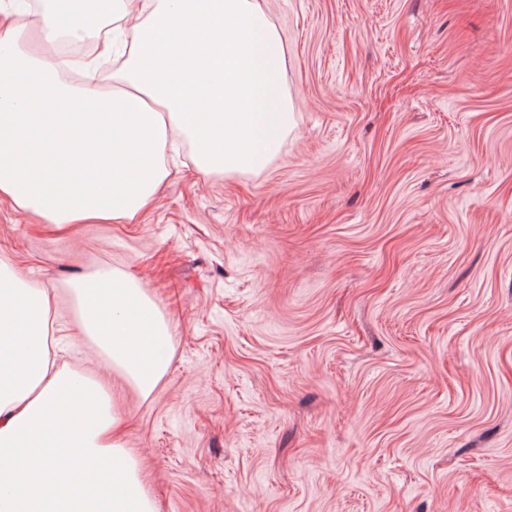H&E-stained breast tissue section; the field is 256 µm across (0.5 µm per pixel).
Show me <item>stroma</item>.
<instances>
[{
    "label": "stroma",
    "instance_id": "35a3bbf8",
    "mask_svg": "<svg viewBox=\"0 0 512 512\" xmlns=\"http://www.w3.org/2000/svg\"><path fill=\"white\" fill-rule=\"evenodd\" d=\"M290 127L261 170L182 149L129 224L0 197V263L106 376L70 283L169 322L125 441L159 512H512V0H260Z\"/></svg>",
    "mask_w": 512,
    "mask_h": 512
}]
</instances>
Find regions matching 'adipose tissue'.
<instances>
[{
	"label": "adipose tissue",
	"mask_w": 512,
	"mask_h": 512,
	"mask_svg": "<svg viewBox=\"0 0 512 512\" xmlns=\"http://www.w3.org/2000/svg\"><path fill=\"white\" fill-rule=\"evenodd\" d=\"M35 47L0 32V196L48 224L133 221L193 145L205 176L265 167L288 132L285 55L259 0H44ZM99 15L100 25L86 24ZM95 38L61 61L49 46ZM82 328L149 398L173 357L168 322L131 275L72 286ZM46 292L0 265V512H158L99 380L56 368Z\"/></svg>",
	"instance_id": "obj_1"
}]
</instances>
